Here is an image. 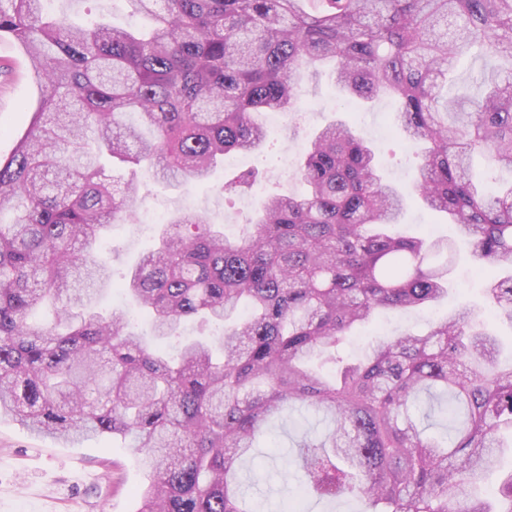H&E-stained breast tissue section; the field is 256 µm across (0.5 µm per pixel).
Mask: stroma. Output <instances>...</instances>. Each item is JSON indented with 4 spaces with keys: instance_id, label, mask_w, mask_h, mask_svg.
Returning a JSON list of instances; mask_svg holds the SVG:
<instances>
[{
    "instance_id": "stroma-1",
    "label": "stroma",
    "mask_w": 512,
    "mask_h": 512,
    "mask_svg": "<svg viewBox=\"0 0 512 512\" xmlns=\"http://www.w3.org/2000/svg\"><path fill=\"white\" fill-rule=\"evenodd\" d=\"M54 14L82 24L105 16L121 26H138L142 20L130 0H50ZM300 112L286 115L261 151L236 156L209 182L174 188L148 181L142 188L133 219L117 224L102 243L112 256V267L123 272L154 242L157 216L194 208L221 224L227 235H238L252 214L256 196L243 194L225 199V179L248 169L258 170L259 189L270 193H296L302 185L295 175L297 156L323 127L342 119L370 139L392 184L409 186L418 175L419 160L397 132L391 114L396 103L380 96L369 105L343 97L331 68L303 73ZM38 87L23 52L9 41H0V156L13 151L38 104ZM484 281L469 258H462L451 276L450 293L438 307L404 315L382 312L373 328L358 330L341 348L342 355L358 359L372 332L391 336L404 330L422 333L433 319L459 303L472 306L478 324L494 332L505 346L500 363L512 362V326L492 318L483 293ZM292 423L280 417L261 448L247 460L254 485L249 494L259 512H282L285 496H296V482L288 481V430ZM148 482L141 458L121 441L88 436L69 443L37 435L11 417L0 418V512H137L138 493Z\"/></svg>"
}]
</instances>
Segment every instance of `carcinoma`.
<instances>
[{
    "label": "carcinoma",
    "mask_w": 512,
    "mask_h": 512,
    "mask_svg": "<svg viewBox=\"0 0 512 512\" xmlns=\"http://www.w3.org/2000/svg\"><path fill=\"white\" fill-rule=\"evenodd\" d=\"M147 32L77 27L42 0H0V39L25 54L40 97L0 159V415L75 442L130 439L151 475L137 512H255L241 463L285 410L329 418L294 440L300 487L362 512H512V471L494 501L472 489L512 442V365L462 305L425 334L368 344L349 333L378 310L448 294L457 241L512 325V188L495 196L470 160L512 170V0H132ZM476 93H441L462 58ZM334 63L336 85L399 103L425 144L408 190L383 181L356 130L330 124L303 153L301 194L259 196L241 237L181 211L121 278L96 252L135 216L142 184L208 181L224 155L268 138L252 113L300 110V73ZM245 170L222 186L251 188ZM444 213L458 240L394 229L407 201ZM117 288L147 318L98 311ZM99 398L90 402L87 394ZM440 404L449 433L425 435L414 408Z\"/></svg>",
    "instance_id": "obj_1"
}]
</instances>
